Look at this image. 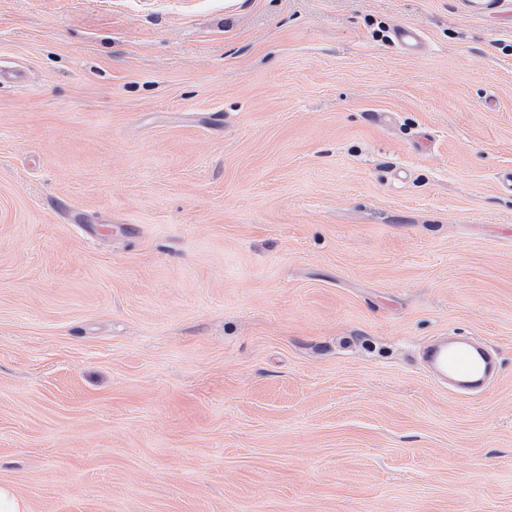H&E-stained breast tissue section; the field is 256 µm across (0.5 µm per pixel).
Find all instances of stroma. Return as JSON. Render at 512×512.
Instances as JSON below:
<instances>
[{
    "label": "stroma",
    "instance_id": "obj_1",
    "mask_svg": "<svg viewBox=\"0 0 512 512\" xmlns=\"http://www.w3.org/2000/svg\"><path fill=\"white\" fill-rule=\"evenodd\" d=\"M0 66L28 512H512V15L0 0ZM440 336L497 378L435 380ZM394 38L401 50L408 55H419L424 47L421 31L411 25L399 26L395 29Z\"/></svg>",
    "mask_w": 512,
    "mask_h": 512
}]
</instances>
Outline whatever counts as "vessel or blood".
Returning <instances> with one entry per match:
<instances>
[{"label": "vessel or blood", "instance_id": "b4317fda", "mask_svg": "<svg viewBox=\"0 0 512 512\" xmlns=\"http://www.w3.org/2000/svg\"><path fill=\"white\" fill-rule=\"evenodd\" d=\"M464 10L480 17H494L512 10V0H461ZM394 38L409 55L421 54L424 40L421 31L411 25L397 27ZM427 359L436 374L451 379L462 390L480 389L495 369V361L487 350L459 339L431 347Z\"/></svg>", "mask_w": 512, "mask_h": 512}]
</instances>
